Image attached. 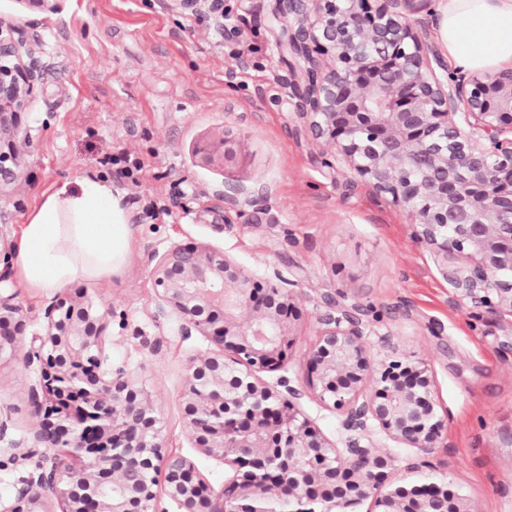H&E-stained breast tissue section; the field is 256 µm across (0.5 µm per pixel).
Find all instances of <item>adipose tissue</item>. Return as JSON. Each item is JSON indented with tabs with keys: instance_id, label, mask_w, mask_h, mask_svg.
<instances>
[{
	"instance_id": "1",
	"label": "adipose tissue",
	"mask_w": 512,
	"mask_h": 512,
	"mask_svg": "<svg viewBox=\"0 0 512 512\" xmlns=\"http://www.w3.org/2000/svg\"><path fill=\"white\" fill-rule=\"evenodd\" d=\"M439 43L456 73L512 68V0H431ZM133 230L121 195L97 180L43 196L16 230L17 270L27 287L45 295L78 278L120 272Z\"/></svg>"
}]
</instances>
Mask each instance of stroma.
Returning <instances> with one entry per match:
<instances>
[{"label":"stroma","instance_id":"obj_1","mask_svg":"<svg viewBox=\"0 0 512 512\" xmlns=\"http://www.w3.org/2000/svg\"><path fill=\"white\" fill-rule=\"evenodd\" d=\"M273 7L274 0H224L219 28L207 8L177 13L163 0H58L53 11L0 0V19L33 26L41 74L36 102L22 116L33 141L26 178L12 201L0 203V232L14 238L44 193L80 175L99 176L120 193L133 228L129 263L117 274L39 297L10 274L6 286L27 314L23 335L43 334L45 309L64 294L111 303L113 365L153 397L166 452L191 460L221 489L224 466L193 447L182 403L191 358L216 346L184 335L176 314L160 312L152 256L176 244L222 249L254 279L287 282L297 296L303 315L293 348L264 379L289 378L302 393L300 411L331 442L342 437L340 416L316 397L306 369L325 292L365 308L375 364L390 358L389 334L434 377L446 429L426 454L387 442L392 480L427 477L474 501L478 512H512V312L453 302L436 253L416 240L406 210L368 185L348 189L350 169L327 159L278 82L288 61ZM240 39L256 51L247 72L231 79ZM225 130L241 140L237 160L202 164L197 146ZM228 184L241 190L233 208L221 196ZM36 375V367L0 363L5 500L47 453L31 440L26 388ZM18 443L29 453L22 463Z\"/></svg>","mask_w":512,"mask_h":512}]
</instances>
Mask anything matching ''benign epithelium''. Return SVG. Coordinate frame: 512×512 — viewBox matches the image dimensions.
I'll list each match as a JSON object with an SVG mask.
<instances>
[{"label":"benign epithelium","instance_id":"benign-epithelium-1","mask_svg":"<svg viewBox=\"0 0 512 512\" xmlns=\"http://www.w3.org/2000/svg\"><path fill=\"white\" fill-rule=\"evenodd\" d=\"M216 16L224 0H166L170 10ZM278 45L288 53L281 85L305 120L353 174L412 211L416 238L437 249L456 300H493L512 310V69L448 75L410 15L424 0H275ZM22 25L0 20V199L24 176L32 140L21 114L39 74ZM236 140L204 143L205 163L236 157ZM153 281L162 308L189 336L219 347L190 360L186 426L196 447L229 467L220 491L193 462L164 452L150 397L112 367L105 330L111 310L60 298L44 312L40 350L20 354L26 315L0 291V358L41 362L27 389L39 418L33 439L64 455L43 458L14 486L0 512H156L164 495L180 512H472L443 482L394 485L388 458L372 451L378 429L391 441L430 452L445 430L426 366L397 356L372 379L364 309L322 295L308 373L323 402L342 416L339 448L298 417L299 391L274 371L292 347L301 312L290 289L261 286L223 251L174 245L158 257ZM76 459L73 467L66 458Z\"/></svg>","mask_w":512,"mask_h":512}]
</instances>
